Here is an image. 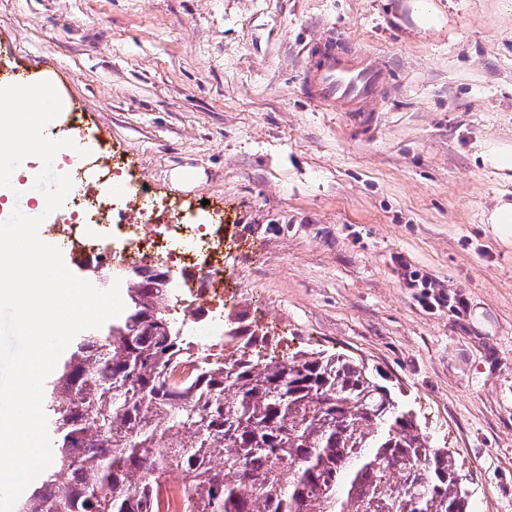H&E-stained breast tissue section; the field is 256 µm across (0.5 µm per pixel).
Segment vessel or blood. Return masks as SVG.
<instances>
[{
    "mask_svg": "<svg viewBox=\"0 0 512 512\" xmlns=\"http://www.w3.org/2000/svg\"><path fill=\"white\" fill-rule=\"evenodd\" d=\"M382 61L358 51L344 34L330 29L309 44L301 84L304 95L325 111L371 116L386 83Z\"/></svg>",
    "mask_w": 512,
    "mask_h": 512,
    "instance_id": "vessel-or-blood-1",
    "label": "vessel or blood"
}]
</instances>
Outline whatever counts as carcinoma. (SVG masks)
<instances>
[{
  "label": "carcinoma",
  "instance_id": "carcinoma-1",
  "mask_svg": "<svg viewBox=\"0 0 512 512\" xmlns=\"http://www.w3.org/2000/svg\"><path fill=\"white\" fill-rule=\"evenodd\" d=\"M128 308L79 333L44 383L52 462L16 512H158L176 470L198 512H469L452 456L362 362L261 358L233 323L190 383L163 272L126 270Z\"/></svg>",
  "mask_w": 512,
  "mask_h": 512
}]
</instances>
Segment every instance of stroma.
<instances>
[{"label": "stroma", "mask_w": 512, "mask_h": 512, "mask_svg": "<svg viewBox=\"0 0 512 512\" xmlns=\"http://www.w3.org/2000/svg\"><path fill=\"white\" fill-rule=\"evenodd\" d=\"M0 0V67L53 77L153 197L224 213L225 320L266 351L363 360L512 512V0ZM342 29L388 75L375 122L320 112L303 50ZM411 18L417 27L418 31L422 33L431 30L438 23V18L435 10L425 3V1H411ZM485 167L495 170L512 169V146L491 142L483 147L480 153ZM486 223L491 224L494 233L502 241H512V199L499 197L487 211Z\"/></svg>", "instance_id": "stroma-1"}]
</instances>
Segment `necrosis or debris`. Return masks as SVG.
Instances as JSON below:
<instances>
[{
    "mask_svg": "<svg viewBox=\"0 0 512 512\" xmlns=\"http://www.w3.org/2000/svg\"><path fill=\"white\" fill-rule=\"evenodd\" d=\"M50 136L72 139L89 151L85 157L80 153L66 157L62 173L77 183L92 172L98 182L97 188L68 195L51 242L70 250L78 264L162 270L169 283L165 291L169 309L182 318L195 309L209 312L203 340L223 349L224 316L213 308L224 291L223 211L201 207L190 213L171 208L159 214L142 182L129 185L130 210H113L100 187L124 177V167L103 163L101 145L87 143L76 113H68L63 129L51 131Z\"/></svg>",
    "mask_w": 512,
    "mask_h": 512,
    "instance_id": "necrosis-or-debris-1",
    "label": "necrosis or debris"
}]
</instances>
